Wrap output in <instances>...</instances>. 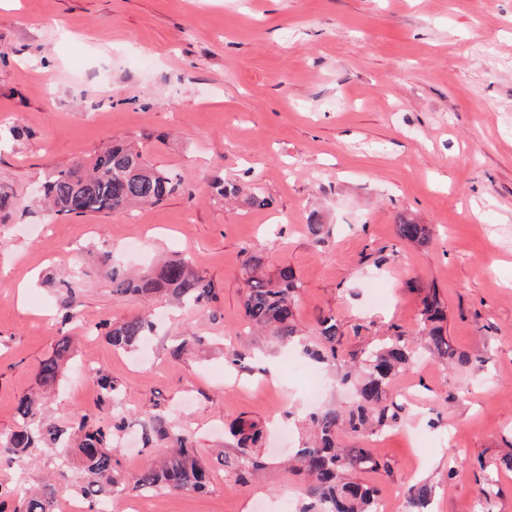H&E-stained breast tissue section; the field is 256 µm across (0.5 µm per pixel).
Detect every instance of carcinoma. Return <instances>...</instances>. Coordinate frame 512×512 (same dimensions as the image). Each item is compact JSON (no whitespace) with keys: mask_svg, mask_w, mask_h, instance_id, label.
Returning a JSON list of instances; mask_svg holds the SVG:
<instances>
[{"mask_svg":"<svg viewBox=\"0 0 512 512\" xmlns=\"http://www.w3.org/2000/svg\"><path fill=\"white\" fill-rule=\"evenodd\" d=\"M181 186L172 171L148 163L142 152L127 142L114 143L88 162L78 161L64 170L50 172L44 183L48 211L56 217L123 211L134 205L148 206L162 202ZM396 237L409 243H421L428 228L412 218L402 217L395 224ZM110 267L113 292L121 295L161 296L181 305L205 307L216 300L213 282L199 271L192 257L176 255L147 274L130 276L104 256ZM245 284L243 317L249 327L262 330L280 344L301 343L303 353L312 360L341 369V381L348 382L352 371L343 369L339 349L343 335L336 317L327 314L317 319L316 340H302L295 319V309L302 284L285 267L271 276L263 271L262 257L244 250L241 268ZM411 290L420 299L418 332L426 348L443 363L456 360L444 323L447 313L437 290L415 284ZM155 324L143 316H132L120 323L105 325V336L119 351L136 348L153 335ZM70 350V340L61 339L52 356L43 360L36 380L43 388L59 384ZM405 333L396 332L387 340L361 354L357 360L356 402L343 408L324 405L309 414L312 438L298 449L290 468L304 481L305 500L299 512H378L377 491L361 482L364 470L390 469V463L360 446L341 447L336 438L341 433L358 442L371 440L402 421L403 407L390 395L393 378L410 362ZM225 361L235 369L253 371L254 356L235 346L225 351ZM90 380L100 392L98 412L75 415L61 425L46 415L33 397L22 398L17 406V425L0 433V461L18 467L35 448L52 451V475L66 477L76 465L87 474L78 492L88 503L89 512H103L106 500L130 492L179 493L204 492L210 483L206 464L197 456L191 438L170 425L153 410L141 421L146 442L165 441L170 453L159 463H150L127 476L121 469L114 442L125 429L126 417L120 412L124 398L121 385L101 370ZM236 441L235 454L221 458L224 473L246 484L266 468L259 455L263 429L254 420L240 418L230 426ZM431 495L425 485L409 491V512H424ZM0 512H58L52 484L42 480L39 487L21 486L7 509L0 500Z\"/></svg>","mask_w":512,"mask_h":512,"instance_id":"obj_1","label":"carcinoma"}]
</instances>
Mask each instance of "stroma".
<instances>
[{
	"label": "stroma",
	"instance_id": "stroma-1",
	"mask_svg": "<svg viewBox=\"0 0 512 512\" xmlns=\"http://www.w3.org/2000/svg\"><path fill=\"white\" fill-rule=\"evenodd\" d=\"M115 140L177 172L181 192L49 217L47 173ZM216 178L264 205L225 201ZM0 191L22 202L0 223V432L16 426L38 363L73 337L43 400L55 421L97 411L80 371L90 363L125 392V474L167 451L143 444L154 404L211 468L207 492L151 496L142 512H273L303 495L283 460L309 434L308 361L254 335L257 372L224 362L244 330L248 249L300 279L304 336L334 314L348 354L397 326L415 338L411 282L445 303L465 361L417 351L392 383L404 422L371 447L391 470L360 475L387 512H407L414 485L432 489L426 512H471L484 466L512 451V0H0ZM401 215L429 225V240L399 241ZM314 217L328 227L318 243ZM105 251L129 271L191 255L217 300L186 309L113 294ZM144 312L160 320L148 351L113 349L104 324ZM186 334L199 344L172 357ZM240 417L268 426L267 467L245 486L220 462Z\"/></svg>",
	"mask_w": 512,
	"mask_h": 512
}]
</instances>
